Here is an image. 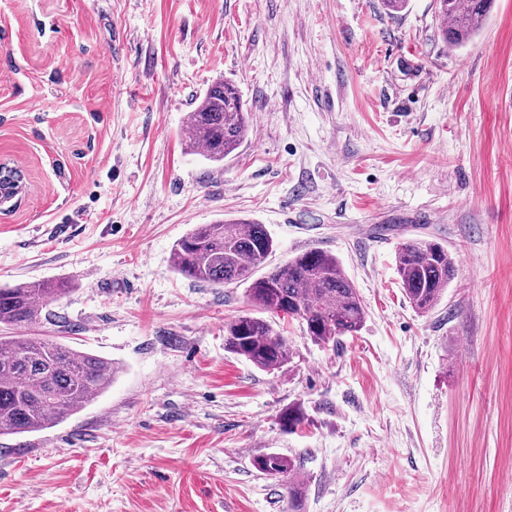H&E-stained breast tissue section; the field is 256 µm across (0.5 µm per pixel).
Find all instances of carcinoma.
<instances>
[{"mask_svg": "<svg viewBox=\"0 0 512 512\" xmlns=\"http://www.w3.org/2000/svg\"><path fill=\"white\" fill-rule=\"evenodd\" d=\"M447 21L445 35L454 45L468 43L487 14L492 0H437ZM249 113L230 80L213 82L186 125V146L212 162H222L242 143ZM274 240L265 225L249 220L198 224L175 245L174 269L210 286L247 285V296L261 313L273 319L237 316L224 323V349L254 367L270 371L288 364L292 352L275 318L295 319L316 344L336 343L357 333L366 318L357 288L339 260L321 250H309L264 275ZM396 266L411 306L432 310L454 279L456 266L448 248L426 238L400 244ZM69 291L65 281L22 283L0 288V326L31 327L49 302ZM112 363L43 336H0V434L30 433L53 425L84 408L111 382ZM257 470L288 476V503L301 512L305 495L294 461L278 454L254 460Z\"/></svg>", "mask_w": 512, "mask_h": 512, "instance_id": "obj_1", "label": "carcinoma"}]
</instances>
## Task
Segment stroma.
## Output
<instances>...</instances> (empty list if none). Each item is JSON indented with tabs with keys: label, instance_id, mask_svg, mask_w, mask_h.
I'll return each mask as SVG.
<instances>
[{
	"label": "stroma",
	"instance_id": "stroma-1",
	"mask_svg": "<svg viewBox=\"0 0 512 512\" xmlns=\"http://www.w3.org/2000/svg\"><path fill=\"white\" fill-rule=\"evenodd\" d=\"M435 0H0V288L65 280L32 327L112 362L53 427L0 434V512H512V0L475 38ZM251 114L213 163L184 145L216 79ZM250 219L279 265L336 255L366 307L318 345L282 320L290 363L224 349L254 314L240 284L172 266L194 225ZM446 246L456 275L421 314L395 256ZM302 424L286 427V413ZM8 170L19 171V168L16 166L10 165V163L6 161L0 162V182L1 180L8 184H3L6 186H2L0 188V212H12L17 207H19L22 196L25 194L27 186L25 181L21 180H12L10 177L5 175V172ZM20 172V171H19ZM5 179V180H3ZM5 187H10L8 189H4ZM257 470L272 476L288 475V503L294 512L301 511V503L305 495L303 481L297 479V469L294 461L278 454L261 455L254 460Z\"/></svg>",
	"mask_w": 512,
	"mask_h": 512
}]
</instances>
